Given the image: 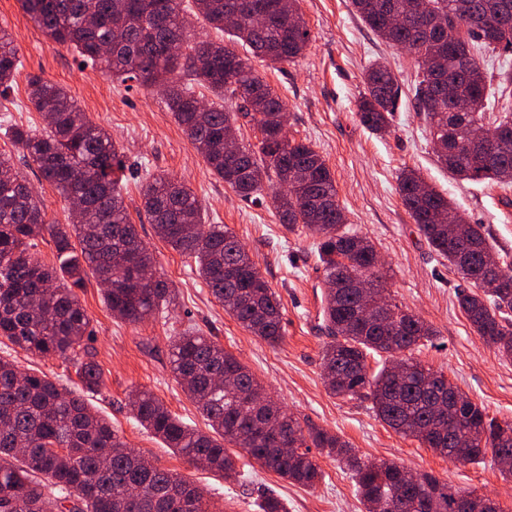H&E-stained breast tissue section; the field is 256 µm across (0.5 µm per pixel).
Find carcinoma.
Returning a JSON list of instances; mask_svg holds the SVG:
<instances>
[{
    "mask_svg": "<svg viewBox=\"0 0 512 512\" xmlns=\"http://www.w3.org/2000/svg\"><path fill=\"white\" fill-rule=\"evenodd\" d=\"M22 11L54 47H66L111 79L146 89L162 88L178 125L208 169L239 195L270 198L282 223L315 236L326 283L322 317L330 336L322 351L329 392L342 399L371 402L376 417L395 432L419 440L451 461L478 463L486 451L512 457V421L500 422L466 396L442 372L427 368L413 351L436 335L421 317L389 305L385 326L368 323L375 292L356 288L365 279L383 288L384 271L367 237L345 228L335 181L312 146L279 129L282 99L255 73L235 45L272 63L296 58L310 30L299 0H193V15L233 44L192 41L182 0H18ZM432 0L452 12L465 5L461 39L443 41L417 15L391 27L389 18L406 10V0H352L377 36L418 57L415 109L442 140L437 160L461 180L512 187V121L503 117L485 127L493 105L488 89L504 93L512 72L488 74L487 57L512 52V0ZM189 49L171 55L169 43ZM18 50L0 32V95L18 72ZM202 82L213 99L200 100L181 83ZM454 83L469 108L457 111L441 87ZM358 105L361 123L384 132L401 90L388 66L376 62L365 73ZM28 99L46 126L41 134L12 127L14 143L27 152L41 177L67 201L79 202L81 220L63 228L49 224L40 197L26 179L0 159V338L40 356L77 355L89 334V318L76 290L86 277L112 283L104 300L112 315L143 321L168 304L171 289L159 277L139 280L155 266L152 253L129 218L119 184L126 168L111 135L94 124L67 90L40 76L28 79ZM254 125L258 142L236 155L224 151V134L239 120ZM402 203L432 248L457 271L466 286L456 293L459 308L485 344L512 358V264L490 274L491 251L481 224L460 221L455 236L441 216L454 212L448 198L415 169L398 176ZM149 223L173 250L195 259L198 271L224 310L261 340L282 339L278 295L262 277L236 235L222 224H206L186 184L154 174L142 187ZM50 236L57 262L47 264L31 249ZM177 382L207 421L211 433L190 428L154 394L140 391L133 418L167 447L193 464L226 478L237 474L238 455L224 443L247 449L262 468L306 488L323 472L311 449L342 462L351 472L366 512H389L394 498L404 512H461L459 500L474 492L456 489L428 472L406 483L395 462L366 461L339 435L314 425L302 427L267 393L235 355L193 329L171 343ZM386 355L369 372L367 359ZM76 374L86 391L97 390L103 373L85 353ZM293 447L284 449L283 440ZM258 512H288L269 494ZM0 512H209L203 491L158 465L145 466L139 453L92 412L83 395L45 376L20 371L0 358Z\"/></svg>",
    "mask_w": 512,
    "mask_h": 512,
    "instance_id": "obj_1",
    "label": "carcinoma"
}]
</instances>
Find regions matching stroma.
<instances>
[{
  "label": "stroma",
  "mask_w": 512,
  "mask_h": 512,
  "mask_svg": "<svg viewBox=\"0 0 512 512\" xmlns=\"http://www.w3.org/2000/svg\"><path fill=\"white\" fill-rule=\"evenodd\" d=\"M299 6L311 33L306 50L275 66L252 59L253 68L285 102L289 136L309 143L329 165L348 228L372 240L385 263L387 295L436 329L432 344L421 347L417 358L444 372L489 416L512 421V359L500 357L474 333L456 300L459 278L414 224L398 193L397 177L402 169L418 170L468 222L484 226L499 257L512 256V190L459 180L438 162L425 116L413 106L417 58L375 35L351 0H299ZM0 30L11 35L20 57L13 87L0 97V158H7L33 185L49 223L68 224V201L40 179L36 166L24 164L22 148L4 134L11 125L37 133L43 128L40 113L28 100L33 74L63 86L111 134L127 165L120 187L131 217L142 210L141 185L150 175L164 172L184 180L205 223L227 225L280 300L284 335L270 345L225 313L198 276L194 259L166 245L152 224L139 222L140 238L156 260L155 273L174 291V303L129 323L112 316L95 279H87L78 292L90 320L85 347L103 372L102 386L87 399L131 447L200 487L210 512H254L255 498L264 488L281 495L288 512H365L349 471L338 461L318 456L323 478L312 489L285 481L246 457L238 463L240 477L227 480L194 468L135 421L130 402L136 392L146 390L188 426L205 429L204 418L171 367L174 336L192 327L235 354L301 424L341 435L363 459L433 473L455 487L492 497L504 512H512V481L503 478L491 458L479 464L451 462L388 428L370 403L328 393L321 361L328 341L323 273L313 238L303 229L289 230L271 202L242 198L211 174L162 92L108 79L76 52L50 46L17 0H0ZM377 61L391 67L401 86L384 134L373 133L358 117L366 69ZM0 357L67 389H82L76 358L31 355L6 340L0 342Z\"/></svg>",
  "instance_id": "1"
}]
</instances>
